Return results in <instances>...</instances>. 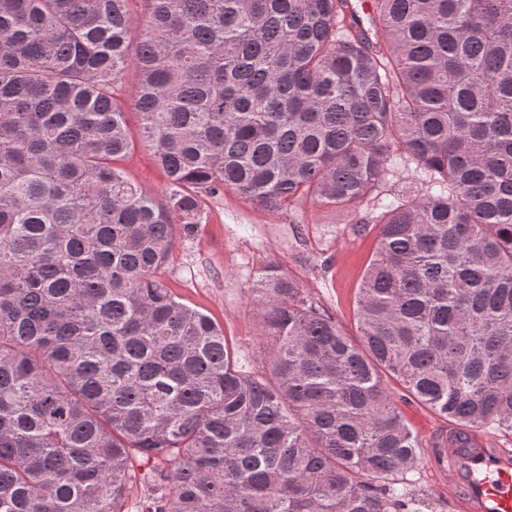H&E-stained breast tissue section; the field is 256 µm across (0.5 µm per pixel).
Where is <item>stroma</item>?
<instances>
[{
	"label": "stroma",
	"mask_w": 512,
	"mask_h": 512,
	"mask_svg": "<svg viewBox=\"0 0 512 512\" xmlns=\"http://www.w3.org/2000/svg\"><path fill=\"white\" fill-rule=\"evenodd\" d=\"M121 167L155 195L167 186L147 147H138ZM205 210L201 232L178 240L161 275L184 303L223 325L245 369L262 368L271 348L250 294L258 272L272 262L335 316L347 336L357 337L355 293L375 240L359 233L348 213L310 200L269 213L231 190L207 198ZM407 478L419 512H449L448 488L425 461H418Z\"/></svg>",
	"instance_id": "obj_1"
}]
</instances>
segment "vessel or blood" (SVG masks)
I'll list each match as a JSON object with an SVG mask.
<instances>
[{"label":"vessel or blood","instance_id":"b4317fda","mask_svg":"<svg viewBox=\"0 0 512 512\" xmlns=\"http://www.w3.org/2000/svg\"><path fill=\"white\" fill-rule=\"evenodd\" d=\"M429 468L448 486L451 512H512V448L477 430L448 431V445L431 449Z\"/></svg>","mask_w":512,"mask_h":512}]
</instances>
